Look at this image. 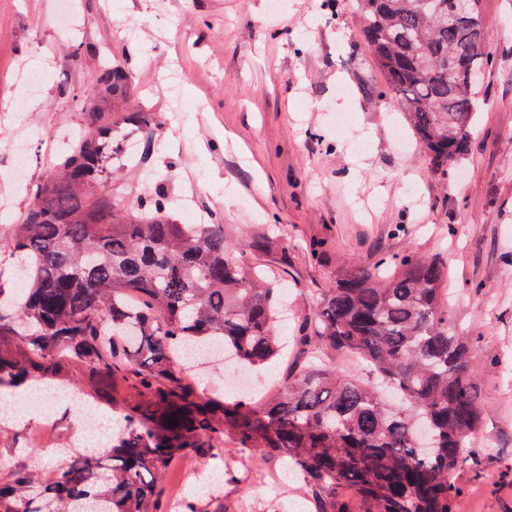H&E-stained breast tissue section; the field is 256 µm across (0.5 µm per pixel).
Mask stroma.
<instances>
[{
  "label": "stroma",
  "mask_w": 512,
  "mask_h": 512,
  "mask_svg": "<svg viewBox=\"0 0 512 512\" xmlns=\"http://www.w3.org/2000/svg\"><path fill=\"white\" fill-rule=\"evenodd\" d=\"M71 30L53 0H0V198L16 223L28 188L58 165L51 133H81L82 109L97 102L92 74L103 57L132 76V99L153 113L150 151L112 180V198L130 205L146 187L167 194L187 223L190 202L205 223L221 220L248 263L268 269L288 297L291 335L322 289L355 261L407 254L448 268V318L476 339L484 430L460 475L456 512H512V0H483L485 38L497 50L476 96L465 155L436 171L414 138L397 142L401 115L381 101L385 81L361 36L355 0H73ZM41 85L27 93L23 78ZM29 96L35 110H16ZM27 163L7 178L16 153ZM287 239L288 252L253 242ZM322 246L312 257L310 243ZM71 386L99 391L77 362L57 364ZM102 392V391H99ZM102 412L120 411L133 390L117 381ZM74 406L53 419L29 413L10 422L0 447L26 449L49 473L50 446L80 439ZM178 481L223 474L226 512H296L307 489L274 481L273 461L223 460Z\"/></svg>",
  "instance_id": "stroma-1"
}]
</instances>
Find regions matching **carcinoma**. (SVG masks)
<instances>
[{"mask_svg":"<svg viewBox=\"0 0 512 512\" xmlns=\"http://www.w3.org/2000/svg\"><path fill=\"white\" fill-rule=\"evenodd\" d=\"M361 32L384 75L385 97L437 169L463 155L475 96L492 55L482 0L448 18V0H357ZM102 112L30 201L0 251L18 256L23 283L0 273V391L55 383L53 364L132 384L112 446L69 448L49 476L16 460L0 471V512H161V483L182 456H224L221 439L285 464L314 512H453L457 477L487 406L476 346L448 320L439 258L405 255L354 264L294 333L296 357L270 396L218 403L193 383L213 338L248 370L282 351L281 289L234 256L224 225L178 224L159 193L112 202V112L131 100L119 63L93 74ZM139 130L151 113L129 112ZM177 420L173 426L168 420Z\"/></svg>","mask_w":512,"mask_h":512,"instance_id":"carcinoma-1","label":"carcinoma"}]
</instances>
